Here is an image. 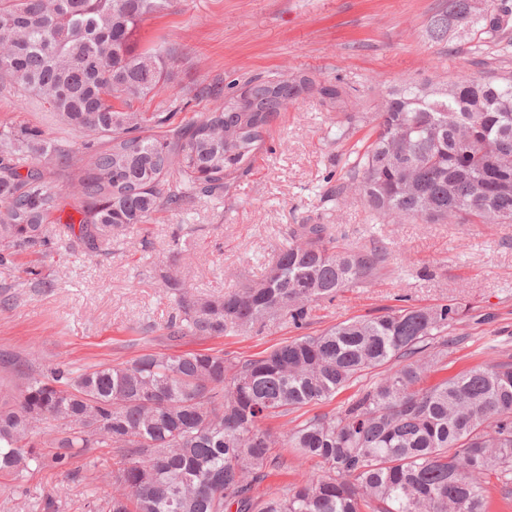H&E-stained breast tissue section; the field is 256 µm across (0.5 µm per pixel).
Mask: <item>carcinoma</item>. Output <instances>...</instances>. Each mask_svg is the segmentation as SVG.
<instances>
[{"label":"carcinoma","mask_w":512,"mask_h":512,"mask_svg":"<svg viewBox=\"0 0 512 512\" xmlns=\"http://www.w3.org/2000/svg\"><path fill=\"white\" fill-rule=\"evenodd\" d=\"M173 0H0V75L48 103L85 136L109 138L77 157L24 127L0 136V265L45 253L60 208L45 161L78 171L79 222L70 246L97 253L112 236L156 212L222 199L252 173L272 125L300 98L319 96L344 113L327 136L350 151L327 196H357L382 224H512V71L455 81L406 83L367 115L345 86L270 73L224 96L213 112L175 121L136 103L169 79L175 49L138 46L137 28ZM448 0L431 36L451 25L506 55V2ZM28 154L26 175L17 159ZM380 241L349 247L330 224H293L265 274L199 297L168 276L177 314L169 336L259 333L273 322L297 329L312 305L384 275ZM460 307L401 306L304 334L246 359L222 351L147 352L125 363L54 368L9 364L0 387V475L32 469L71 477L87 448L112 449L105 512H493L492 489L512 495V362L478 365L430 387L422 379L448 356ZM385 374L335 413L313 415L283 434L266 421L333 400L364 375ZM314 462L301 480L266 499L250 492L285 452Z\"/></svg>","instance_id":"cac0c4a2"}]
</instances>
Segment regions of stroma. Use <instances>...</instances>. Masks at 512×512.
Instances as JSON below:
<instances>
[{
    "label": "stroma",
    "mask_w": 512,
    "mask_h": 512,
    "mask_svg": "<svg viewBox=\"0 0 512 512\" xmlns=\"http://www.w3.org/2000/svg\"><path fill=\"white\" fill-rule=\"evenodd\" d=\"M446 6L447 0H174L138 31L141 44L163 40L177 52L168 83L138 108L159 112L177 98L186 115L209 112L224 100L207 87L229 94L259 75L303 72L356 89L371 113L387 91L408 82L512 71V53L491 45L475 53L462 28L432 40L430 21ZM340 118L320 98L304 97L274 125L231 198L155 213L146 234L114 237L101 253H70L59 243L44 256L23 254L0 266V287L12 295L0 305V356L32 357L34 371L42 372L120 363L149 351L260 354L300 331L283 324L246 337L170 338L174 302L164 279L184 280L203 297L236 288L262 275L290 225L317 213L350 245L382 239L389 270L316 306L308 333L403 304L453 303L462 311L450 331L457 343L443 368L428 372L426 385L512 356V224H378L359 201L334 208L322 194L328 176L345 174L349 146L327 136ZM22 127L76 151L99 147L0 78V133ZM178 235L188 236L187 248H175ZM38 275L53 279L54 288L34 287ZM73 467L84 471L83 481L46 471L22 481L0 476V512H43L47 496L58 500L59 512H83L85 498L105 489L112 451L89 449Z\"/></svg>",
    "instance_id": "obj_1"
}]
</instances>
